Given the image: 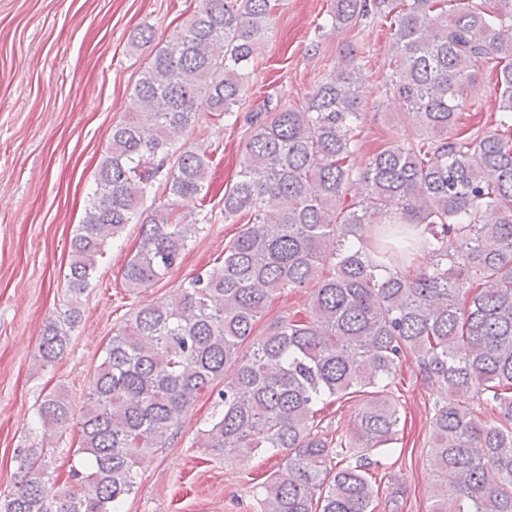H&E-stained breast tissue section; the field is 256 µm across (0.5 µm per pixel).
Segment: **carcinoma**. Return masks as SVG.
<instances>
[{
	"label": "carcinoma",
	"instance_id": "obj_1",
	"mask_svg": "<svg viewBox=\"0 0 512 512\" xmlns=\"http://www.w3.org/2000/svg\"><path fill=\"white\" fill-rule=\"evenodd\" d=\"M278 5L202 0L140 71L139 110L109 132L41 364L64 354L99 258L127 225L143 226L122 271L130 291L182 263L198 227L177 200L208 192L211 163L187 137L206 114L237 116ZM370 16L393 28L386 91L408 111L416 140L389 138L358 173L347 164L365 69L351 53L302 105L248 117L238 179L224 190V221L241 229L223 261L114 332L78 417L90 473L61 494L41 454L20 449L25 480L0 512H120L139 460L168 447L217 380L224 389L200 447L241 464L284 454L257 512H375L370 453L398 443L393 386L406 362L440 387L430 512H447L450 498L456 512H512V0H332L326 25L342 31ZM484 67L495 70L501 116L494 129L456 137ZM161 185L169 200L146 211ZM421 227L432 266L411 273L403 263ZM302 288L304 310L254 336L274 298ZM357 396L351 432L319 428L320 406ZM38 416L57 430L73 412L50 393Z\"/></svg>",
	"mask_w": 512,
	"mask_h": 512
}]
</instances>
